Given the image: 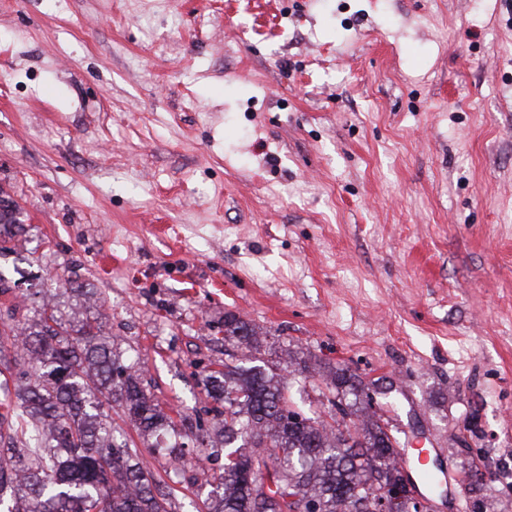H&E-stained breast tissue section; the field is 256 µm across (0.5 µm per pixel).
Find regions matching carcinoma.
Returning a JSON list of instances; mask_svg holds the SVG:
<instances>
[{"mask_svg":"<svg viewBox=\"0 0 512 512\" xmlns=\"http://www.w3.org/2000/svg\"><path fill=\"white\" fill-rule=\"evenodd\" d=\"M21 223L16 205L0 207V236ZM263 331L224 314V341L253 352ZM21 339L15 356L0 354V504L4 512H169V494L138 461L136 444L112 426L104 407L118 401L150 447L177 437L176 424L123 363L90 308L64 318L51 302L25 326L0 318V348ZM330 421L306 416L287 395L278 367L224 364L206 377L214 405L207 451L224 453L209 480V512H290V495L314 512H378L384 487L398 478L397 430L369 412L362 381L338 368L326 383ZM266 485L254 496L256 482Z\"/></svg>","mask_w":512,"mask_h":512,"instance_id":"cac0c4a2","label":"carcinoma"}]
</instances>
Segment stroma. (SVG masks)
Instances as JSON below:
<instances>
[{
    "instance_id": "35a3bbf8",
    "label": "stroma",
    "mask_w": 512,
    "mask_h": 512,
    "mask_svg": "<svg viewBox=\"0 0 512 512\" xmlns=\"http://www.w3.org/2000/svg\"><path fill=\"white\" fill-rule=\"evenodd\" d=\"M1 303L70 312L179 412L203 512L209 371L306 356L383 387L406 448L512 512V0H0ZM262 329L251 321L245 320L234 312L224 315V342L231 346L243 347L249 353L261 347Z\"/></svg>"
}]
</instances>
